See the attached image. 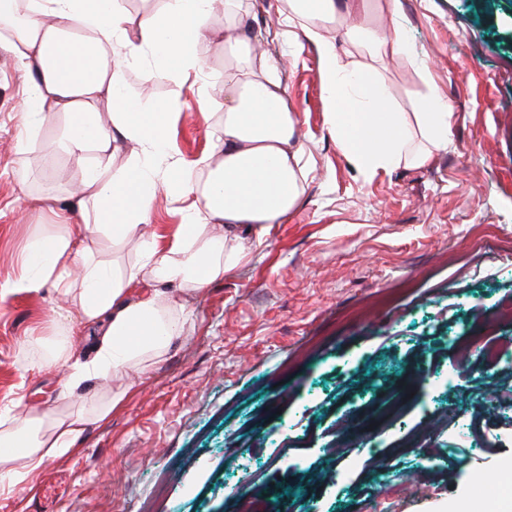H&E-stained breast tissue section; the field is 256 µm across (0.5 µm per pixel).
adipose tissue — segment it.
I'll use <instances>...</instances> for the list:
<instances>
[{
    "label": "adipose tissue",
    "instance_id": "1",
    "mask_svg": "<svg viewBox=\"0 0 512 512\" xmlns=\"http://www.w3.org/2000/svg\"><path fill=\"white\" fill-rule=\"evenodd\" d=\"M161 9L132 21L121 0H0V50L27 73L21 114L35 134L52 116L64 115L62 144L81 161L63 223L80 216L103 225L113 238L132 236L149 218L159 191L188 199L185 222L164 247L147 246L136 270L118 274L97 260L85 240L41 237L22 261L15 290L55 288L77 305L78 322L95 338L90 361L76 364L79 383L126 371L144 355H161L180 328L157 294L132 296L134 282L148 279L179 288H200L234 266L243 249L242 232L265 238L271 225L285 221L299 201L305 179L302 146L287 89L278 69L253 43L246 23L249 0H161ZM348 0H286L289 25H300L318 55V75L336 145L366 174L398 162L405 143L425 130L435 145L448 140L449 108L436 87L413 117L399 112L383 80L356 62H343L334 41L322 30L335 23ZM224 11V129L216 153L199 165L208 172L199 182L194 171L160 176L156 162L169 156L168 106L137 114L123 94L116 50L127 60L151 55V77L181 81L202 73L199 46L212 34L211 19ZM345 37L373 58L400 53L398 30L350 28ZM130 150L124 165L102 164L122 145ZM99 161H88L89 153ZM88 423L76 414L64 418L47 411L11 419L0 431V476L20 480L12 464L24 460L38 468L52 456L78 452Z\"/></svg>",
    "mask_w": 512,
    "mask_h": 512
}]
</instances>
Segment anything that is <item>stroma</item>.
<instances>
[{
	"mask_svg": "<svg viewBox=\"0 0 512 512\" xmlns=\"http://www.w3.org/2000/svg\"><path fill=\"white\" fill-rule=\"evenodd\" d=\"M358 17L400 29L402 53L381 76L403 112L428 85L451 107L448 146L426 164L366 176L328 126L317 54L288 40L281 17L253 34L279 67L307 172L297 208L263 245L204 288L160 291L184 306L167 352L73 387L71 334L51 290L0 297V416L58 415L118 404L90 420L78 453L24 470L0 487V512H487L494 484L468 467L512 473V346L501 363L467 360L466 336L512 303V0H362ZM202 78L149 77L151 58L123 62L137 111L173 105L177 169L196 168L224 121L200 98L224 97V51L201 48ZM27 75L0 51V285L22 274L29 240L83 236L95 258L123 272L143 240L58 224L38 203L69 194L76 158L56 146L63 117L33 139L28 171L16 145ZM184 201L159 192L149 230L164 240ZM41 370H31V363ZM363 447L353 456L342 436Z\"/></svg>",
	"mask_w": 512,
	"mask_h": 512,
	"instance_id": "stroma-1",
	"label": "stroma"
}]
</instances>
